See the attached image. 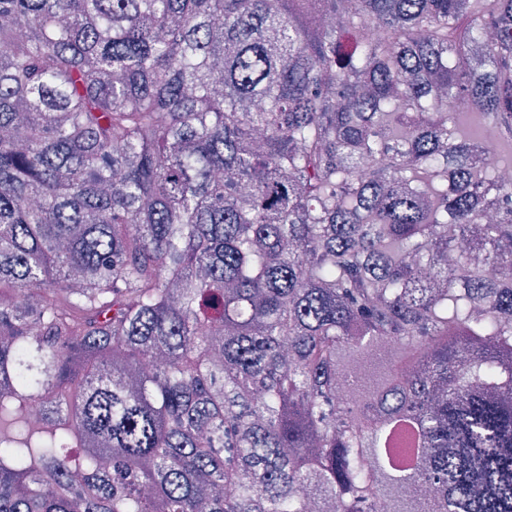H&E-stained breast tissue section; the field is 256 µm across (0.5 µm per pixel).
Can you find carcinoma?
I'll return each mask as SVG.
<instances>
[{
    "label": "carcinoma",
    "instance_id": "cac0c4a2",
    "mask_svg": "<svg viewBox=\"0 0 512 512\" xmlns=\"http://www.w3.org/2000/svg\"><path fill=\"white\" fill-rule=\"evenodd\" d=\"M505 142L512 0H0V512H512Z\"/></svg>",
    "mask_w": 512,
    "mask_h": 512
}]
</instances>
